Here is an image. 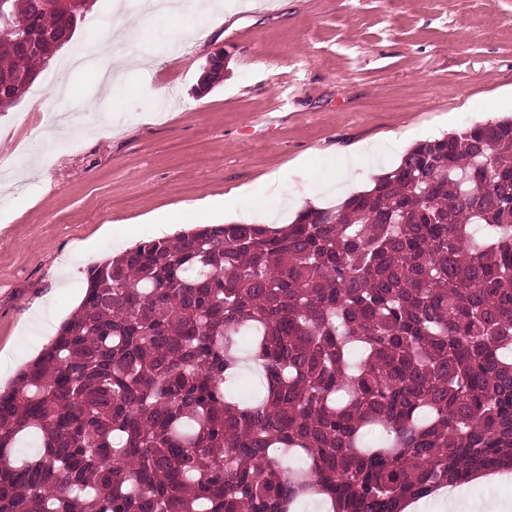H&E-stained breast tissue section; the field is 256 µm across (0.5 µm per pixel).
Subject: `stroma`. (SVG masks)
Masks as SVG:
<instances>
[{"mask_svg": "<svg viewBox=\"0 0 512 512\" xmlns=\"http://www.w3.org/2000/svg\"><path fill=\"white\" fill-rule=\"evenodd\" d=\"M209 0L114 49L123 97L65 61L112 27L94 0L72 42L0 110V157L50 144L51 160L0 178V351L34 359L79 304L85 272L155 237L150 216L183 230L182 204L231 197L252 223L288 224L297 192L342 202V156L356 189L415 143L512 115V0ZM224 50L222 78L204 87ZM286 176L275 186L266 177ZM53 294L50 310L39 304Z\"/></svg>", "mask_w": 512, "mask_h": 512, "instance_id": "35a3bbf8", "label": "stroma"}]
</instances>
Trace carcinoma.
Listing matches in <instances>:
<instances>
[{"instance_id": "cac0c4a2", "label": "carcinoma", "mask_w": 512, "mask_h": 512, "mask_svg": "<svg viewBox=\"0 0 512 512\" xmlns=\"http://www.w3.org/2000/svg\"><path fill=\"white\" fill-rule=\"evenodd\" d=\"M27 2L42 42H0V107L84 13ZM486 473H512V118L285 226L202 224L89 267L0 390V512H403Z\"/></svg>"}]
</instances>
